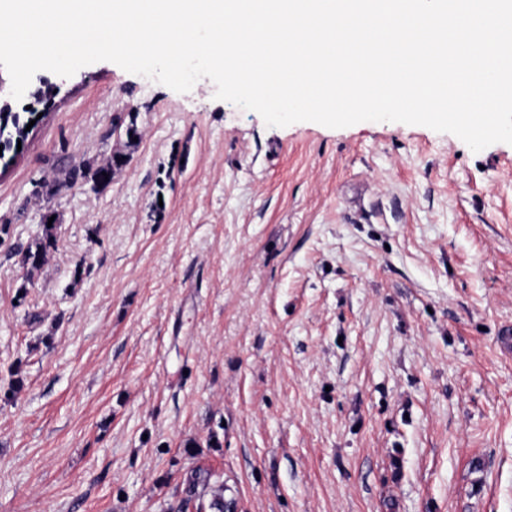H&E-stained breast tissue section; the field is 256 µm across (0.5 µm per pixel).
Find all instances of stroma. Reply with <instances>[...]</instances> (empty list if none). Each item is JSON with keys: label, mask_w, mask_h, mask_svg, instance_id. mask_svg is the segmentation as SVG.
Here are the masks:
<instances>
[{"label": "stroma", "mask_w": 512, "mask_h": 512, "mask_svg": "<svg viewBox=\"0 0 512 512\" xmlns=\"http://www.w3.org/2000/svg\"><path fill=\"white\" fill-rule=\"evenodd\" d=\"M215 91L101 61L13 101L0 512H178L198 471L236 512H512V145ZM127 161V156L120 152L114 153L110 161L103 165H97L94 167V161H87L78 167L74 166L69 169L68 182L70 184H74L79 178L87 179L89 174H91L90 178L93 181L94 186L104 185L112 179V176L116 171L126 165ZM102 172H105L106 175H108V181H105V176L102 175ZM50 217H52L51 214H47L45 216V224H43L44 235L42 239L35 242V249L33 250L32 246H28L25 250L24 262L33 267H36L43 262L46 248L54 243L52 231L55 224L52 222V226L48 227V219Z\"/></svg>", "instance_id": "stroma-1"}]
</instances>
